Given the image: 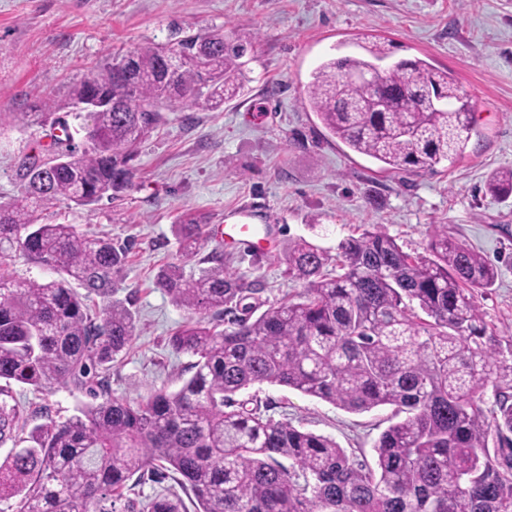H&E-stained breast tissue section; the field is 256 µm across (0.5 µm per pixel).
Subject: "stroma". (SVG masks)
I'll list each match as a JSON object with an SVG mask.
<instances>
[{"label":"stroma","instance_id":"35a3bbf8","mask_svg":"<svg viewBox=\"0 0 512 512\" xmlns=\"http://www.w3.org/2000/svg\"><path fill=\"white\" fill-rule=\"evenodd\" d=\"M216 28L255 44L243 96L213 112L167 110L164 125L138 147L131 187L115 198L91 207L61 200L37 212L39 223L132 245L115 296L129 303L136 337L112 364L113 397L174 391L193 373V356L168 343L188 312L158 287L160 268L175 263L190 277L207 257H220L256 287L251 302L262 312L302 291L288 275L291 241L303 237L332 252L368 225L413 256L444 229L493 261L497 281L475 303L497 335L512 336V196L486 191L491 173L512 168V0H0V201L19 196L25 159L54 157L60 122L82 143L75 84L118 51ZM370 35L392 40L396 57L448 69L470 94L474 129L463 158L430 172L385 173L302 108L314 68L352 54ZM246 215L272 225L267 254L228 251L213 238L202 254L182 259L179 217L201 218L212 232ZM12 395L31 427L66 420L87 400L67 385L44 392L16 385ZM244 396L369 464L392 413H349L267 384Z\"/></svg>","mask_w":512,"mask_h":512}]
</instances>
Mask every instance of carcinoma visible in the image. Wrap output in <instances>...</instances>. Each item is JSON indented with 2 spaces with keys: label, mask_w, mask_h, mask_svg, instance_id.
<instances>
[{
  "label": "carcinoma",
  "mask_w": 512,
  "mask_h": 512,
  "mask_svg": "<svg viewBox=\"0 0 512 512\" xmlns=\"http://www.w3.org/2000/svg\"><path fill=\"white\" fill-rule=\"evenodd\" d=\"M356 47L321 61L301 99L327 133L390 172L462 157L473 112L457 79L420 58L392 60L381 39ZM253 50L218 29L112 57L72 90L75 105L102 102L84 116L87 148L66 147L62 164L28 159L22 196L0 202V395L18 383L70 385L91 398L29 431L19 408L0 401V443L14 445L0 459V512H512V337L495 335L473 301L498 270L445 230L417 256L374 229L341 240L334 256L299 239L286 261L303 292L254 320L245 303L254 289L219 258L196 277L164 267L157 285L190 313L169 344L196 358L195 372L176 391L112 397L106 372L136 331L113 298L129 249L73 224H39L36 212L129 188V162L164 110L223 107L243 90ZM489 189L511 195L512 169ZM206 227L176 225L184 259L205 248ZM17 252L62 278H14ZM264 383L351 413L392 407L376 467L235 399ZM488 385L495 401L484 408L477 391ZM165 471L183 495L130 497L131 479Z\"/></svg>",
  "instance_id": "cac0c4a2"
}]
</instances>
